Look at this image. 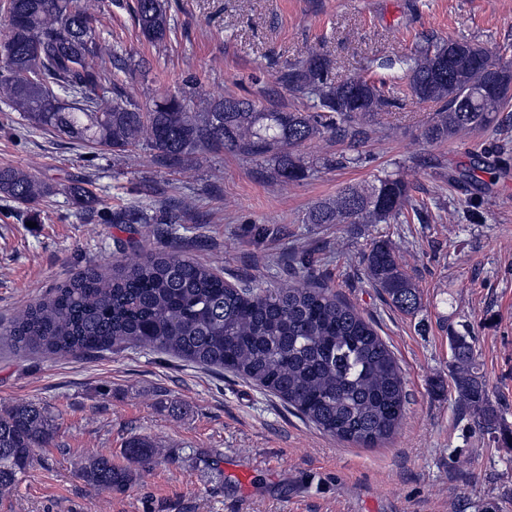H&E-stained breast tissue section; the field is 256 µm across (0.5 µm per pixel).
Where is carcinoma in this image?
Returning a JSON list of instances; mask_svg holds the SVG:
<instances>
[{
  "instance_id": "obj_1",
  "label": "carcinoma",
  "mask_w": 512,
  "mask_h": 512,
  "mask_svg": "<svg viewBox=\"0 0 512 512\" xmlns=\"http://www.w3.org/2000/svg\"><path fill=\"white\" fill-rule=\"evenodd\" d=\"M139 34L162 42L171 30L168 0H134ZM96 14L80 0H0V101L36 129L72 141L125 151L139 145L157 163L178 165L192 155L228 150L271 165L283 182L310 171L298 157L305 142L325 134L357 149L372 139L379 114L399 98L362 75L332 77L326 55L311 52L277 72L276 83L313 99L312 112L286 111L258 99L231 95L190 98L171 94L145 109L125 90L122 50L108 53L95 31ZM411 96L438 104L422 137L442 144L462 134L486 132L512 109V87L490 91L512 60L468 38L432 35L405 57ZM484 152L448 184L471 183L485 165ZM398 174L377 177L367 188L348 185L316 203L310 224H408L418 209ZM74 204L92 207L86 184L68 187ZM49 188L32 173L0 168V196L36 206ZM158 223L141 209L112 216L114 224ZM363 263L369 280L407 315L420 308L418 288L385 239L372 241ZM302 281L263 290L230 285L213 268L169 252L124 264L110 274L88 269L58 286L46 300L13 321L8 337L18 349L88 355L127 344L231 371L286 402L297 415L341 440L371 446L390 437L406 407L401 370L373 325L327 288ZM453 383L475 425L495 433L502 416L476 362L473 337H450ZM53 436L51 416L32 402L0 413V491L35 461ZM125 458L146 465L160 449L132 437ZM81 476L98 492L122 489L131 473L112 458L91 455Z\"/></svg>"
}]
</instances>
